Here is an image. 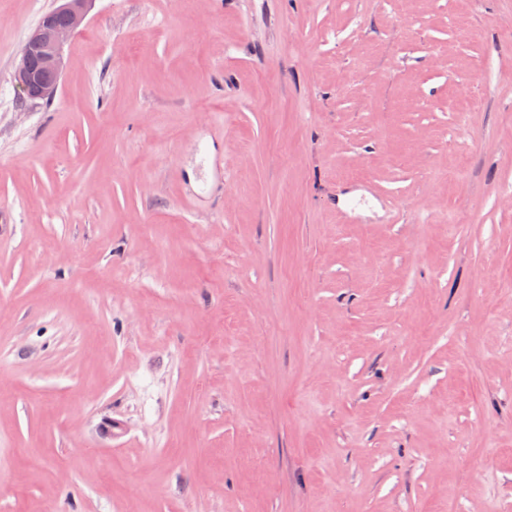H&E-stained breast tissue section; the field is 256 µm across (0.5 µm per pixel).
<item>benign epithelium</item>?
I'll use <instances>...</instances> for the list:
<instances>
[{"label":"benign epithelium","mask_w":512,"mask_h":512,"mask_svg":"<svg viewBox=\"0 0 512 512\" xmlns=\"http://www.w3.org/2000/svg\"><path fill=\"white\" fill-rule=\"evenodd\" d=\"M90 0H61L45 12L25 39L14 81L21 100L53 99L64 68V47L86 18Z\"/></svg>","instance_id":"benign-epithelium-1"}]
</instances>
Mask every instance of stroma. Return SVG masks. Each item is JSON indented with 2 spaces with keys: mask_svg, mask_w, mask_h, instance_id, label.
<instances>
[{
  "mask_svg": "<svg viewBox=\"0 0 512 512\" xmlns=\"http://www.w3.org/2000/svg\"><path fill=\"white\" fill-rule=\"evenodd\" d=\"M55 5L0 0V512H512V0H92L21 101ZM45 12L25 39L14 81L21 100L51 101L64 68V47L86 18L90 0H59Z\"/></svg>",
  "mask_w": 512,
  "mask_h": 512,
  "instance_id": "obj_1",
  "label": "stroma"
}]
</instances>
